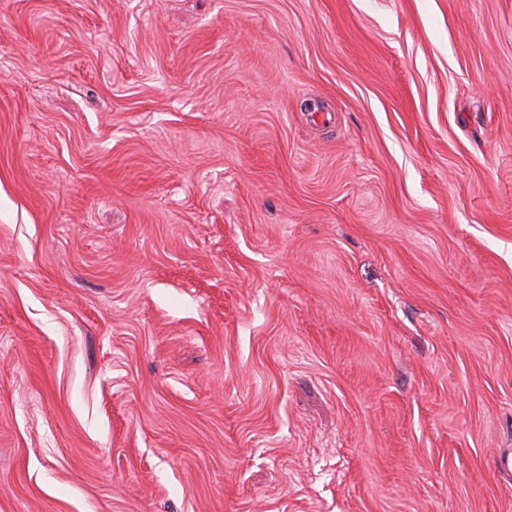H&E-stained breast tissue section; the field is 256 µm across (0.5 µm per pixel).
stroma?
<instances>
[{
    "label": "stroma",
    "mask_w": 512,
    "mask_h": 512,
    "mask_svg": "<svg viewBox=\"0 0 512 512\" xmlns=\"http://www.w3.org/2000/svg\"><path fill=\"white\" fill-rule=\"evenodd\" d=\"M512 0H0V512H512Z\"/></svg>",
    "instance_id": "35a3bbf8"
}]
</instances>
